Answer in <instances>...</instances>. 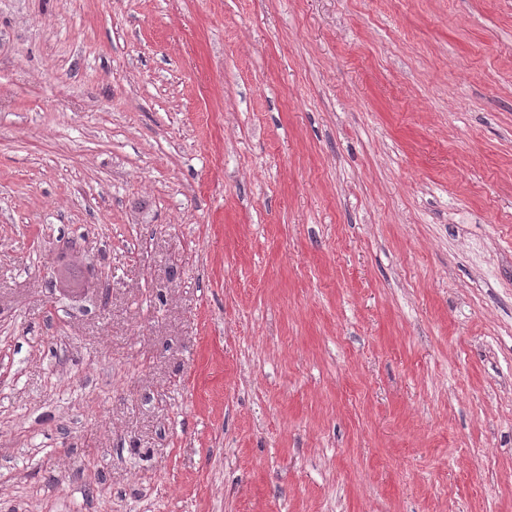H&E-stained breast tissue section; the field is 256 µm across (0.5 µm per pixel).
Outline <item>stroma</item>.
<instances>
[{"instance_id":"35a3bbf8","label":"stroma","mask_w":512,"mask_h":512,"mask_svg":"<svg viewBox=\"0 0 512 512\" xmlns=\"http://www.w3.org/2000/svg\"><path fill=\"white\" fill-rule=\"evenodd\" d=\"M0 512H512V0H0Z\"/></svg>"}]
</instances>
